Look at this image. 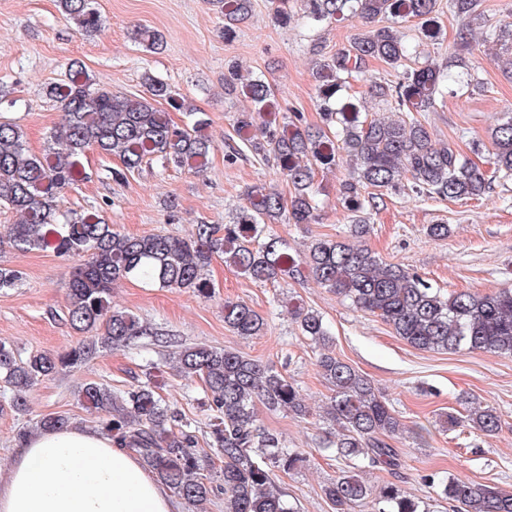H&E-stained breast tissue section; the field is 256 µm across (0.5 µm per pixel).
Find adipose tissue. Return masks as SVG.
Wrapping results in <instances>:
<instances>
[{
	"label": "adipose tissue",
	"instance_id": "ef3b65f1",
	"mask_svg": "<svg viewBox=\"0 0 512 512\" xmlns=\"http://www.w3.org/2000/svg\"><path fill=\"white\" fill-rule=\"evenodd\" d=\"M0 512H176V503L111 436L70 425L15 449L0 475Z\"/></svg>",
	"mask_w": 512,
	"mask_h": 512
}]
</instances>
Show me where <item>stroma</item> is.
<instances>
[{"instance_id": "obj_1", "label": "stroma", "mask_w": 512, "mask_h": 512, "mask_svg": "<svg viewBox=\"0 0 512 512\" xmlns=\"http://www.w3.org/2000/svg\"><path fill=\"white\" fill-rule=\"evenodd\" d=\"M103 30L93 37L78 34L60 11L58 0H0V117L15 120L25 131L29 153L42 154L49 135L61 122L56 103L47 99V84L63 79L71 63L82 64L95 87L125 96L144 91L143 76L152 73L183 97L187 109L205 113L204 133L213 150L208 169L200 174L148 166L120 174L116 157L88 151L84 180L64 193L66 207H96L117 228L130 235L190 236L196 224L228 223L247 188L265 186L289 193L275 164L250 148L229 157L240 141L236 119L250 101L224 88V65L237 62L244 75L265 79L284 115L300 114L304 124L321 123L314 79L324 57L347 47L351 38L376 27L397 25L421 59L445 64L463 55L472 86L455 90L419 118L437 144L453 143L464 155H476L486 172H493L489 129L512 116V75L505 73L481 33L488 27L512 24V0H479L475 18L463 21L438 0L431 18L438 40L420 34L421 23H394L383 17L367 20L354 15L341 22L309 26L301 18L300 0H290V24L279 23L271 0H253L252 13L225 39L224 20L208 0H96ZM159 31L165 48L154 54L135 41L137 27ZM481 152H473L474 142ZM351 169L317 171L319 218L312 224H279L276 232L297 251L316 238L347 236L353 220L339 196ZM178 208L168 212L167 199ZM366 220L370 234L361 240L387 263L415 271L442 294L459 291L494 293L512 288V178H496L485 194L448 200L411 189L386 194ZM430 224L450 228L447 238L427 236ZM0 264L22 273L21 282L0 290V341L21 356L57 353L86 340L67 316L63 284L75 259L53 251L27 253L0 249ZM204 276L209 297L190 291L161 289L137 280L119 282L112 290L113 306L147 323L152 333L126 347L99 349L86 364L40 379L26 396L22 412H0V473L8 470L19 434L49 414L67 415L70 422L100 427L102 418L88 413L79 401L85 383L106 384L112 390L151 380L172 409L209 430V413L199 380L181 376L170 359L185 346L207 344L236 351L296 380L310 408L305 418L285 411L259 408L260 425L279 434L303 457L290 474L275 483L300 512H332L321 488L347 467L346 460L322 448L336 430L326 415L332 394L317 360L320 345L301 336L289 306L320 313L332 333V350L352 365L390 402L405 425L428 427L424 438L405 432L393 438L402 467L398 473L365 467L359 475L372 487L396 483L405 495L428 505L430 512H452L437 494L434 479L455 477L495 484L512 490V356L459 350L422 351L413 348L380 317L355 309L314 279L286 280L278 285L253 282L245 274L214 259ZM243 302L262 315L267 326L258 336H238L224 323L225 302ZM164 341H155V333ZM475 402L492 407L500 417L497 434L483 435L468 427L449 428V413Z\"/></svg>"}]
</instances>
